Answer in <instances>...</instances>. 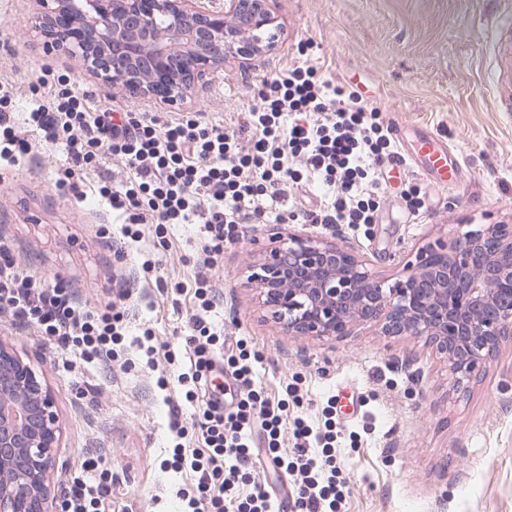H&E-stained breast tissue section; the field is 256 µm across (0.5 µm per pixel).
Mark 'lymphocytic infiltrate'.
Listing matches in <instances>:
<instances>
[{
	"label": "lymphocytic infiltrate",
	"mask_w": 512,
	"mask_h": 512,
	"mask_svg": "<svg viewBox=\"0 0 512 512\" xmlns=\"http://www.w3.org/2000/svg\"><path fill=\"white\" fill-rule=\"evenodd\" d=\"M32 108L25 117L12 110L13 91L0 86V161L19 162L31 151L29 133L42 131L65 153L58 183L78 191V180L97 170L103 158L122 161L129 174L100 178L96 193L126 219L121 236L137 241L144 224L163 234L169 224L199 227L200 267L194 279L196 311L189 320L193 347L188 371L180 373L186 402L197 404L190 423L173 412L174 441L166 461L174 472L194 476L191 489L178 490L182 512H273L264 479L249 464L266 465L292 476L291 512H341L347 485L334 462L336 408L327 404L321 426L295 418V446H283L287 399L270 400L255 382L257 356L236 343L227 363L229 382L200 399L215 358L224 353V331L213 317L219 296L208 275L224 257L225 246L240 241L248 224L281 220L295 212L309 224H375L385 195L377 170L397 152L393 128L380 102L323 80L309 58L263 78L239 128L228 129L189 112L165 119L127 112L114 122L109 112L91 114L86 96L65 73L42 72L32 82ZM314 181L325 197L314 209H299L293 188ZM0 245V313H8L41 336L54 338L88 363L111 364L127 332L128 289L101 309L79 302L63 281L47 282L14 269ZM194 437L201 450L184 448ZM97 464L86 461L88 477H75L67 512H111L106 478L91 477ZM251 492L237 498L240 481Z\"/></svg>",
	"instance_id": "f902f5d3"
}]
</instances>
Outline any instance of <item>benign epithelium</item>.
<instances>
[{
	"instance_id": "7a95c632",
	"label": "benign epithelium",
	"mask_w": 512,
	"mask_h": 512,
	"mask_svg": "<svg viewBox=\"0 0 512 512\" xmlns=\"http://www.w3.org/2000/svg\"><path fill=\"white\" fill-rule=\"evenodd\" d=\"M40 0L45 43L79 58L104 85L176 103L224 58L269 51L279 25L268 0ZM407 274L375 277L353 249L301 233L251 274L290 336L339 340L359 327L424 340L464 393L512 341V225L480 224L418 250ZM59 428L31 366L0 346V512H58L51 492Z\"/></svg>"
}]
</instances>
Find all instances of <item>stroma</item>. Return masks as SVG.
<instances>
[{
  "label": "stroma",
  "instance_id": "stroma-1",
  "mask_svg": "<svg viewBox=\"0 0 512 512\" xmlns=\"http://www.w3.org/2000/svg\"><path fill=\"white\" fill-rule=\"evenodd\" d=\"M495 0H271L280 24L272 51L243 62L229 57L208 85L176 106L104 87L76 59L47 51L33 26L37 0H0V81L14 87L18 111H27L28 83L41 68L68 72L93 111L106 108L174 117L201 112L225 127L238 126L249 84L294 62L297 46L325 80L350 85L385 108L382 118L407 140L427 132L458 154L462 182L427 188V213L415 220L402 209L399 180L380 223L304 225V232L353 248L377 275L396 278L418 247L453 237L469 224H512V112L494 111L484 81L488 57L483 18ZM32 154L0 168V243L15 267L47 280L63 279L93 306L113 298L119 279L134 276L141 256L159 270L135 300L131 334L155 332L156 367L135 351L104 369L67 358L54 341L0 314V345L20 355L53 397L60 426V467L49 478L64 492L84 459L102 458L112 473V512H178L177 489L193 476L165 469L173 406L183 416L179 373L191 345L195 310L191 285L199 227L171 224L164 238L151 225L134 247L118 250L100 229L119 219L98 203L99 174L123 178L109 158L89 173L77 200L57 187L61 150L31 133ZM284 224H250L224 250L211 272L222 299L218 321L228 342L244 340L258 355L255 381L266 394H291L289 418L322 424L328 398L352 388L336 411V464L348 485L343 512H512V342L503 343L468 392L453 390L448 369L431 347L408 336L358 335L328 344L284 333L266 307L251 270L275 245ZM417 356L408 369L396 359ZM168 385L158 388L159 375Z\"/></svg>",
  "mask_w": 512,
  "mask_h": 512
}]
</instances>
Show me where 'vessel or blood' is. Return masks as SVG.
Wrapping results in <instances>:
<instances>
[{
    "instance_id": "b4317fda",
    "label": "vessel or blood",
    "mask_w": 512,
    "mask_h": 512,
    "mask_svg": "<svg viewBox=\"0 0 512 512\" xmlns=\"http://www.w3.org/2000/svg\"><path fill=\"white\" fill-rule=\"evenodd\" d=\"M484 27L485 47L489 53L485 83L497 111L512 112V8L496 7L485 16ZM412 164L426 175L432 187L445 188L459 182V158L435 135L417 136L411 151L395 157L392 171L407 172Z\"/></svg>"
}]
</instances>
